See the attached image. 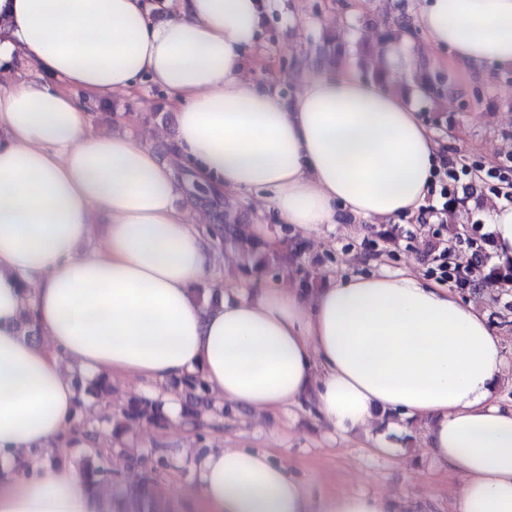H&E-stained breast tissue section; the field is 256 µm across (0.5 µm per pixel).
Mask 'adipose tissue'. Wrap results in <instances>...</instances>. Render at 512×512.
<instances>
[{"instance_id": "adipose-tissue-1", "label": "adipose tissue", "mask_w": 512, "mask_h": 512, "mask_svg": "<svg viewBox=\"0 0 512 512\" xmlns=\"http://www.w3.org/2000/svg\"><path fill=\"white\" fill-rule=\"evenodd\" d=\"M262 0H0V512H106L68 465L34 453L83 448L75 374L161 386L201 376L239 408L312 405L333 428L397 414L464 483L456 512H512V405L498 401L503 345L486 313L413 272L327 280L307 291L226 290L213 239L186 220L176 172L228 193L266 189L278 221L318 229L350 216L416 218L447 143L392 86L339 63L283 100L242 79ZM427 40L448 67H512V0H424ZM20 59L39 78L5 67ZM164 90L173 152L108 135L92 108ZM32 317L46 336L20 331ZM204 512H311L271 453L220 448L196 464ZM320 512H402L394 495L334 494Z\"/></svg>"}]
</instances>
